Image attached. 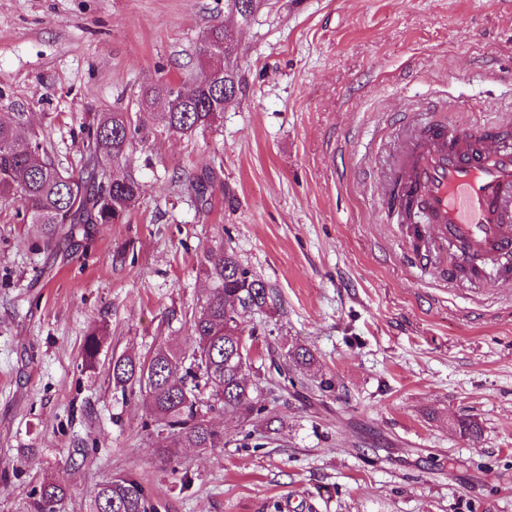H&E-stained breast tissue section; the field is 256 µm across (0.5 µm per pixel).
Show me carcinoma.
<instances>
[{"mask_svg":"<svg viewBox=\"0 0 512 512\" xmlns=\"http://www.w3.org/2000/svg\"><path fill=\"white\" fill-rule=\"evenodd\" d=\"M236 35L213 27L202 41L198 56L201 76L183 95L170 84L141 90V103L158 99L155 131L191 136L215 126L224 116V87L240 91L234 69L224 65V53L234 48ZM21 112L0 113V201L19 198L24 210L16 211L21 223L43 226L45 241L74 240L92 224H121L140 203L142 188L130 169L133 143L148 136L128 112H97L83 127V165L76 173L52 156L44 133L30 129L23 136ZM112 176L106 178V170ZM199 275L207 283L198 308L190 319L192 346L181 350L161 345L141 360L120 355L112 358V382L122 390L138 387L150 420L160 425L154 438L159 457L169 459L174 435L185 448H222L224 434L210 425L208 414L241 419L261 415L262 391L251 382L242 365L240 350L251 349L244 333L242 314L261 311L273 301L257 276L243 268L234 250L224 242V228L213 231V244L200 260ZM101 341L93 331L87 339L82 367L99 362ZM288 365L298 371L312 367L315 359L303 345L287 352ZM63 485L45 481L34 491V512H56L65 496ZM159 504L143 482L130 475L114 476L96 487L88 512H157Z\"/></svg>","mask_w":512,"mask_h":512,"instance_id":"obj_1","label":"carcinoma"}]
</instances>
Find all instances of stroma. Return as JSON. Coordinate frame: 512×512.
<instances>
[{
  "label": "stroma",
  "mask_w": 512,
  "mask_h": 512,
  "mask_svg": "<svg viewBox=\"0 0 512 512\" xmlns=\"http://www.w3.org/2000/svg\"><path fill=\"white\" fill-rule=\"evenodd\" d=\"M214 26L237 33L240 93L216 127L155 133L141 90L189 84ZM115 109L153 132L125 223L46 246L0 206V512H31L46 478L56 512H87L120 474L159 512H512V282L418 262L378 194L405 113L512 124V0H266L246 21L225 0H0V112L76 168L88 114ZM203 173L204 205L186 186ZM218 224L274 297L243 321L275 423L210 415L223 447L167 463L110 365L190 347ZM296 344L316 364L286 385L268 367ZM66 489L63 485L44 481L34 491L33 508L35 512H56V505L65 496Z\"/></svg>",
  "instance_id": "35a3bbf8"
}]
</instances>
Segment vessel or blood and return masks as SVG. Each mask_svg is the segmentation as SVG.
<instances>
[{
	"mask_svg": "<svg viewBox=\"0 0 512 512\" xmlns=\"http://www.w3.org/2000/svg\"><path fill=\"white\" fill-rule=\"evenodd\" d=\"M399 166L402 223L424 217L431 237L451 240L465 264L512 257V145L501 132L425 128Z\"/></svg>",
	"mask_w": 512,
	"mask_h": 512,
	"instance_id": "obj_1",
	"label": "vessel or blood"
}]
</instances>
